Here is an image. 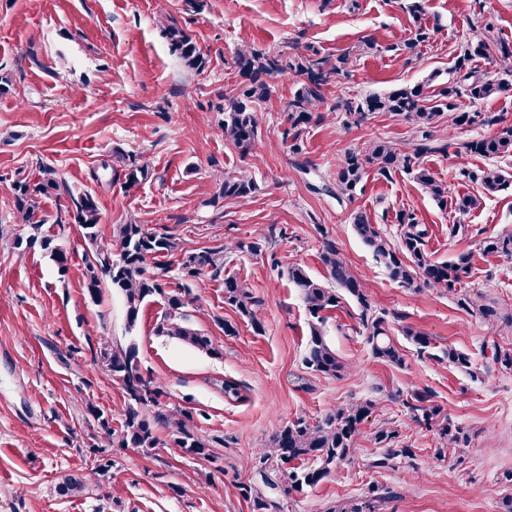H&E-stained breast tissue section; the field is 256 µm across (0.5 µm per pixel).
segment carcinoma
I'll return each mask as SVG.
<instances>
[{
    "label": "carcinoma",
    "instance_id": "carcinoma-1",
    "mask_svg": "<svg viewBox=\"0 0 512 512\" xmlns=\"http://www.w3.org/2000/svg\"><path fill=\"white\" fill-rule=\"evenodd\" d=\"M409 13L415 23V31L413 37L404 43V48L412 52L418 44L430 38V30L422 23L423 8L418 0L409 6ZM165 37L172 52L188 68L196 71L206 68L207 59L185 32L177 27H167ZM350 58L349 52L334 59L265 52L240 55L237 65L244 81L235 93L224 99V104L217 106L224 115L221 120L224 139L242 155L251 154L261 128V113L256 105L270 93L268 79L287 75L296 79L298 88L288 102L287 123L290 129L284 132V136H292L290 150L295 154L301 153V128L319 119L318 109L325 101L328 86L335 82L337 76L347 72ZM476 59L484 60L512 76V47L481 31L461 47L455 66L456 79L441 87L439 99L435 101L430 99L428 86L424 83L361 99L338 98L335 109L343 110L346 117L357 121L375 112H389L403 118L412 127L414 143L402 147L377 138L368 142L363 150L348 154L336 167V195L352 197L370 166L381 176L398 170L413 175L439 204L446 206L451 203L461 214L474 208L478 199L471 195L448 201V188L421 166L420 158L447 149L445 144L437 145L436 138L444 116H450L451 123L456 126L485 122L482 113L462 109L460 98L465 97L474 104L508 90V81L492 75L490 71L472 67L471 62ZM459 149L488 159L508 157L512 155V125L502 127L493 135L463 142ZM40 168L42 176L39 180H23L14 184L17 218L26 226V231L1 232L0 245L20 253L37 246L64 275L68 271L69 252L55 238L40 235L41 225L37 220L42 199L59 191L60 185L53 168L45 164ZM101 168L110 171L109 186L120 182L132 187L148 175L147 165L139 164L133 155L123 156L118 167L104 159ZM462 176L480 182L489 195L512 186V176L498 167H487L478 174L464 171ZM219 181L217 197L211 200L213 204L220 198L246 200L257 190L255 182L244 176L224 173L219 176ZM72 202L74 223L80 227L83 237L95 246L92 260L88 261L85 269L84 287L88 296L93 300L99 297L105 284L115 290L122 298L130 331L135 327L143 306L159 298L163 302V312L156 322L157 334L181 341L210 358H223V349L213 338L188 327L186 320L187 308L196 300L193 285L206 271L216 275L224 271V250L180 251L176 264L177 285L170 289V267L158 264L156 271L150 272L147 260L179 251L173 237L157 233L131 219L114 227L113 237L119 245V252L115 255L111 246L98 244L102 214L95 196L83 192L72 198ZM398 222L401 226L400 242L395 245L382 235L364 212L351 214L355 236L372 250L391 280L408 287L420 279L424 285L455 298L458 307L468 314L479 317L491 327L512 332V314H504L500 307L486 301L482 295L462 289L463 279L470 274V255L461 254L451 262L433 261L424 249L426 230L419 228L413 215L403 212ZM480 246L487 254L512 257V232L487 237ZM321 260L336 287L326 286L299 264L288 267V280L298 289L309 317L310 335L304 356L307 369L328 376H335L342 369L343 364L325 334L324 325L327 314L350 300L361 308L362 335L373 357L386 365L403 367L406 359L401 344L394 340L387 320L372 311L365 281L343 257L335 241L325 239ZM224 303L248 319L255 331H261L262 325L254 311V297L245 281L234 275L224 276ZM400 333L422 355L434 349L432 337L414 324L401 326ZM97 358L111 379L121 385L124 393V414L117 429L112 428L111 415L92 404L87 405V412L97 421L107 442L117 448H139L148 453L161 444L157 435V427L160 426L167 430L170 447L192 458L216 461L213 445L199 433L193 415L184 409H166L161 384L141 371L135 342L103 337ZM440 359L471 376L475 375L471 357L464 351L450 346L441 350ZM493 362L498 369L512 372V348L494 346ZM402 405L412 421L434 432L438 453L444 455L451 451L457 460H462L469 448L468 436L431 399L427 390H413L408 398L402 400ZM373 408V401L357 399L327 411L314 421L298 418L287 423L252 457L249 463L251 477L235 484L239 495L251 503L252 512H276L278 505L272 499V492L301 493L328 478L339 465L349 460L361 425ZM373 442L380 449L370 463L375 469H393L397 461L414 456V450L400 439L399 430L389 422L375 428ZM310 458L319 461V466L310 468L304 465ZM91 465L93 479L89 480L84 475L65 476L57 484V493L62 497H82L92 486L102 490L110 484L112 459L96 454ZM389 500L386 489L373 486L365 495L333 506L330 512H383Z\"/></svg>",
    "mask_w": 512,
    "mask_h": 512
}]
</instances>
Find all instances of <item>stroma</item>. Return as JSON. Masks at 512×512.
Instances as JSON below:
<instances>
[{"instance_id": "stroma-1", "label": "stroma", "mask_w": 512, "mask_h": 512, "mask_svg": "<svg viewBox=\"0 0 512 512\" xmlns=\"http://www.w3.org/2000/svg\"><path fill=\"white\" fill-rule=\"evenodd\" d=\"M409 0H0V77L11 80L0 94V229L18 227L13 185L37 180L40 164L55 168L59 194L43 199L45 234L69 252V271L59 275L41 251H0V512H251L234 482L247 474L248 459L279 428L300 416L321 417L337 405L369 398L348 462L315 487L277 496L281 512H328L336 502L378 484L392 492L388 512H497L512 487L501 479L512 469V373L498 371L490 345L512 347L504 335L460 310L444 292L393 282L372 251L352 232L350 214L364 211L392 242L400 240L397 217L414 212L428 231L425 250L439 262L471 253L464 288L512 311V258L485 255L479 242L512 230V188L483 194L461 179L489 159L458 152L457 144L493 134L488 125L466 126L440 138L445 151L421 163L448 187L449 197L476 195L466 217L440 206L404 172L390 177L367 171L353 198L336 196V166L376 138L405 143L409 124L381 112L356 122L342 112L303 129L301 153L283 139L286 105L294 79L272 78L270 97L258 106L261 133L253 155L241 156L225 141L218 104L239 82V54L279 51L336 56L353 52L352 65L334 94L364 97L427 79L454 80L453 65L474 28L490 26L494 38L512 45V0H424L428 42L413 53L398 46L411 38ZM181 28L208 60L204 71L183 67L164 35ZM373 39L375 49L360 50ZM136 154L149 175L134 187L100 188L91 172L102 159ZM252 178L257 192L246 201L218 199V172ZM95 193L102 213L101 242L115 225L134 218L172 236L182 249L226 248L224 272L196 282L188 324L224 350L210 358L157 335L161 301L145 305L127 329L121 298L103 287L90 300L83 286L85 259L94 247L73 224L59 218L73 195ZM465 220L469 233L454 236ZM368 285L375 308L391 329L414 324L437 348L468 352L478 377L421 357L403 343L406 364L378 362L359 335L355 303L331 312L324 327L344 368L325 376L302 364L308 315L289 266L299 264L323 280V234ZM260 241V252L234 251L238 242ZM246 281L262 324L224 303V277ZM234 324L225 335L215 317ZM131 336L143 370L163 386L166 404L196 412L201 433L215 442L219 464L182 455L165 445L153 454L114 448L112 497L65 498L61 477L87 474L98 438L87 405L111 413L120 425L123 391L97 361L102 337ZM233 379L243 399L225 398ZM416 388L430 391L468 435L463 462L436 453L433 432L410 420L402 400ZM398 426L415 450L413 459L376 471L369 460L372 432L381 421Z\"/></svg>"}]
</instances>
